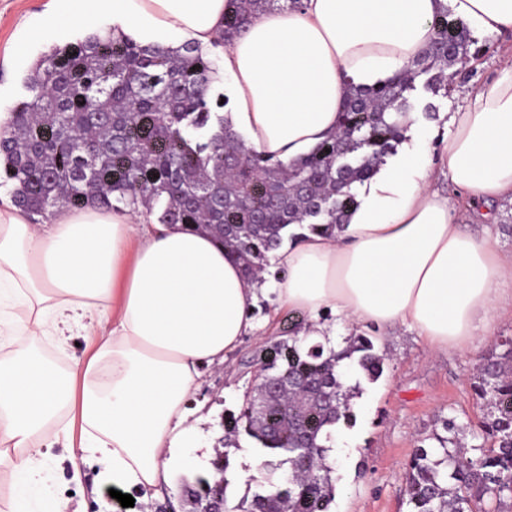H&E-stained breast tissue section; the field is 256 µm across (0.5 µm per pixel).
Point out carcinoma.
<instances>
[{
  "instance_id": "obj_1",
  "label": "carcinoma",
  "mask_w": 512,
  "mask_h": 512,
  "mask_svg": "<svg viewBox=\"0 0 512 512\" xmlns=\"http://www.w3.org/2000/svg\"><path fill=\"white\" fill-rule=\"evenodd\" d=\"M274 8L299 11L302 0H230L219 40L242 37L252 19ZM433 42L395 78L378 87L349 86L339 129L305 156L284 163L246 145L224 122V94L215 90L214 61L192 42L176 49L143 45L110 29L76 44L55 46L31 67L26 98L0 127V170L15 204L31 215L95 204L144 205L159 224L194 225L224 245L250 277L264 270L288 227L328 233L359 207L353 186L372 178L404 137L415 79L448 96L447 70L479 53L469 28L443 12ZM99 144V155L80 149ZM473 391L486 412L490 446L462 451L467 426L451 417L440 451L414 455L407 496L410 512H499L512 494V336L496 344ZM259 391L246 395L228 434L252 439L263 473L252 479L248 504L232 512H330L334 468L332 428L353 418L345 360L369 381L385 357L372 340L355 336L341 350L280 341L259 350ZM210 476L181 488L205 498ZM282 491L269 498L260 486Z\"/></svg>"
}]
</instances>
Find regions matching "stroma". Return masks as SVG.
<instances>
[{"label":"stroma","instance_id":"1","mask_svg":"<svg viewBox=\"0 0 512 512\" xmlns=\"http://www.w3.org/2000/svg\"><path fill=\"white\" fill-rule=\"evenodd\" d=\"M48 2L0 0V113L11 111L24 98L32 64L52 45L77 43L112 26L111 17L102 15L85 26L62 31L48 28L25 48H14L12 35L16 27L25 16L43 12ZM469 29L486 49L479 57L449 68V95H432L422 76L416 79V89L411 94L417 108L410 115V129L402 143L414 147L413 133L422 131L425 149L437 168L442 165L451 137L450 114L470 105L469 89L495 75L507 46L502 35L474 23ZM429 104L436 108L435 117L424 113ZM254 319L257 330L244 339L224 366L200 367V377L188 402L193 416L200 419L197 445L185 449L186 466L173 474L156 497L147 501L139 497L133 506L122 507L110 496L109 484L99 481L98 465L84 463L73 468L69 449L59 442L46 459L50 479L42 492L44 504L64 500L69 512H182L179 482L211 471L215 450L224 444V423L230 415L239 413L246 393L255 383L256 350L295 336L305 322L302 315L277 307L271 298L261 301ZM329 331L342 343L354 336L369 337L376 352L386 357L383 373L376 381L363 379L359 370L351 372L352 380L360 384V392L354 399L353 426L340 427L336 432L338 448L331 458L336 495L330 512H409L407 485L416 449H434L432 435L442 432V423L448 417L467 424L472 433L481 432L484 410L472 383L500 338L512 336V316H495L492 329L479 337L474 353L459 348L433 349L425 338L406 327L386 334L371 324H351L333 317Z\"/></svg>","mask_w":512,"mask_h":512}]
</instances>
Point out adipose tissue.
<instances>
[{"label":"adipose tissue","mask_w":512,"mask_h":512,"mask_svg":"<svg viewBox=\"0 0 512 512\" xmlns=\"http://www.w3.org/2000/svg\"><path fill=\"white\" fill-rule=\"evenodd\" d=\"M449 4L485 30L512 31V0H303L299 12L260 14L224 49L232 130L284 162L308 153L335 133L348 86L384 83L423 56ZM227 10V0H50L16 42L107 14L143 41L205 48ZM471 94L449 118L444 174L485 203L512 199V58ZM438 175L426 154H402L348 224L290 242L277 279L246 276L211 235L180 225L88 206L40 226L1 207L0 465L16 481L13 512H33L28 493L48 481L43 450L75 413L71 464L96 458L113 485L146 493L166 485L193 441L198 368L224 364L253 333L260 292L306 313L307 336L322 335L329 312L417 330L440 350L475 347L479 321L512 310V253L454 223L450 197L431 187ZM94 324L100 344L84 365L44 353Z\"/></svg>","instance_id":"1"}]
</instances>
